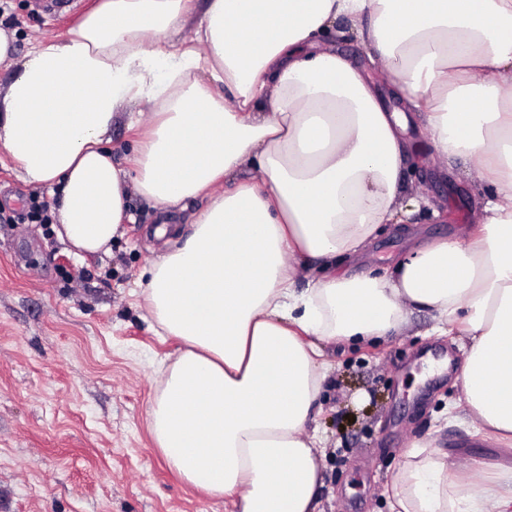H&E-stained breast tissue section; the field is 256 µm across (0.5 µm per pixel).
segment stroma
I'll return each mask as SVG.
<instances>
[{
    "mask_svg": "<svg viewBox=\"0 0 512 512\" xmlns=\"http://www.w3.org/2000/svg\"><path fill=\"white\" fill-rule=\"evenodd\" d=\"M94 3L76 0L45 20L44 0H0L15 57L66 33ZM407 136L404 197L426 205L344 260L350 273L380 272L414 246L465 237L475 222L483 185L462 159L438 156L425 128ZM32 190L0 152V512H225L168 468L148 417L180 343L156 332L144 272L190 232L204 199L183 202L177 233L158 238L149 232L156 208L129 190L134 223L111 255L81 259L28 219ZM434 324L421 311L376 342H322L331 369L310 424L323 440L322 512H388L391 480L418 444L463 471L512 467V444L478 433L467 409L458 332L436 336ZM443 359L449 368L429 372Z\"/></svg>",
    "mask_w": 512,
    "mask_h": 512,
    "instance_id": "1",
    "label": "stroma"
}]
</instances>
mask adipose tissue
I'll use <instances>...</instances> for the list:
<instances>
[{
    "mask_svg": "<svg viewBox=\"0 0 512 512\" xmlns=\"http://www.w3.org/2000/svg\"><path fill=\"white\" fill-rule=\"evenodd\" d=\"M192 2L99 0L17 60L0 98V151L59 195L54 231L76 256L110 253L133 222L127 182L165 213L208 199L144 290L161 335L182 344L148 410L170 469L234 512H320L318 340L378 338L423 310L438 334L466 337V406L511 442L512 0H207L181 42ZM348 29L384 63L398 107L324 47ZM120 119L136 132L129 169L105 146ZM413 122L440 156L476 161L489 188L478 224L382 274L337 271L419 209L403 197ZM296 256L320 269L303 287ZM471 479L421 457L396 474L389 512H512V469L453 495Z\"/></svg>",
    "mask_w": 512,
    "mask_h": 512,
    "instance_id": "adipose-tissue-1",
    "label": "adipose tissue"
}]
</instances>
